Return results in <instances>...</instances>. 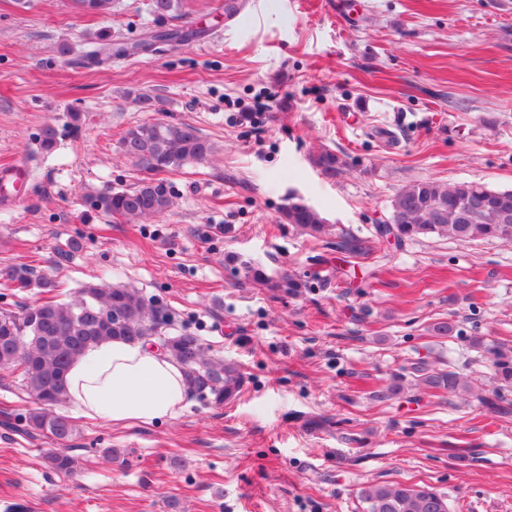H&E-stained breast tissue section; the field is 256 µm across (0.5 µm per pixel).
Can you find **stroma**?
Segmentation results:
<instances>
[{"mask_svg": "<svg viewBox=\"0 0 512 512\" xmlns=\"http://www.w3.org/2000/svg\"><path fill=\"white\" fill-rule=\"evenodd\" d=\"M217 2L188 0L203 38L91 66L86 37L130 41L171 19L150 0H117L106 16L0 0V168L31 170L0 202V267L35 266L71 299L106 275L138 288L246 376L235 402L192 396L162 423L77 417L80 467L58 476L47 439L8 429L26 405L0 370V512H362L361 488L386 481L431 484L451 512H512V411L473 398L500 386L485 347L512 350V243L376 234L409 182L512 188V0H239L230 18ZM155 118L194 125L214 154L168 174L162 217L87 210L89 190L142 178L119 139ZM322 147L344 155V172L313 166ZM295 197L364 254L279 223ZM71 241L79 251L56 262ZM228 252L310 287L274 300L235 279ZM439 321L453 337L429 335ZM419 360L458 371L473 394L417 401L409 385L376 399ZM319 416L333 427L309 430Z\"/></svg>", "mask_w": 512, "mask_h": 512, "instance_id": "35a3bbf8", "label": "stroma"}]
</instances>
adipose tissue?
Listing matches in <instances>:
<instances>
[{
    "label": "adipose tissue",
    "mask_w": 512,
    "mask_h": 512,
    "mask_svg": "<svg viewBox=\"0 0 512 512\" xmlns=\"http://www.w3.org/2000/svg\"><path fill=\"white\" fill-rule=\"evenodd\" d=\"M70 405L115 425L178 415L187 399L180 365L149 344L109 339L88 347L67 372Z\"/></svg>",
    "instance_id": "obj_1"
}]
</instances>
